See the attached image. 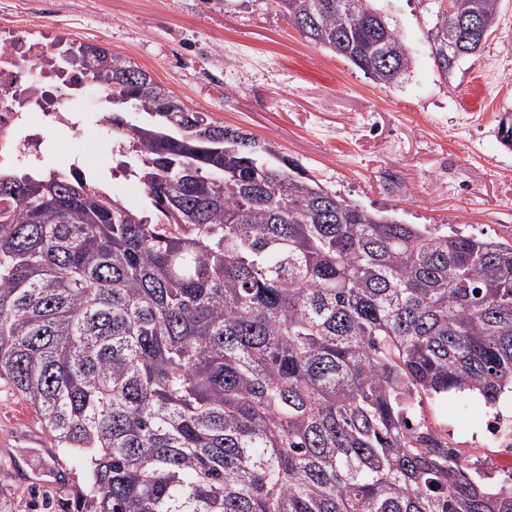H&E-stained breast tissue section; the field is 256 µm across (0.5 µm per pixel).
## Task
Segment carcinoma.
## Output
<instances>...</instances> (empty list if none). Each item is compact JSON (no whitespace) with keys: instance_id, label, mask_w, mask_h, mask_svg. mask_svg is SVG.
Masks as SVG:
<instances>
[{"instance_id":"1","label":"carcinoma","mask_w":512,"mask_h":512,"mask_svg":"<svg viewBox=\"0 0 512 512\" xmlns=\"http://www.w3.org/2000/svg\"><path fill=\"white\" fill-rule=\"evenodd\" d=\"M451 2L431 29L445 74L482 49L500 0ZM273 3L380 84L409 69L374 0ZM53 48L70 88L107 89L116 170L147 201L0 172V384L87 464L77 512H512V485L477 481L416 415L512 393V243L398 224L130 60ZM497 134L512 147L511 112Z\"/></svg>"}]
</instances>
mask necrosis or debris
<instances>
[{"mask_svg":"<svg viewBox=\"0 0 512 512\" xmlns=\"http://www.w3.org/2000/svg\"><path fill=\"white\" fill-rule=\"evenodd\" d=\"M51 44L48 34L33 37L0 26V164L35 163L44 125L75 137L84 129L78 101L62 87L50 90L40 82Z\"/></svg>","mask_w":512,"mask_h":512,"instance_id":"necrosis-or-debris-1","label":"necrosis or debris"}]
</instances>
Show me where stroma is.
Wrapping results in <instances>:
<instances>
[{
  "mask_svg": "<svg viewBox=\"0 0 512 512\" xmlns=\"http://www.w3.org/2000/svg\"><path fill=\"white\" fill-rule=\"evenodd\" d=\"M411 53L383 85L308 43L273 0H0V23L123 55L188 106L270 143L325 187L402 224H444L512 243V149L496 133L512 111V0L479 54L443 74L433 62V0H377ZM82 163L109 179V138L86 125ZM490 486L512 475L492 418L512 398L473 394L417 410ZM87 482L39 417L0 386V512H76Z\"/></svg>",
  "mask_w": 512,
  "mask_h": 512,
  "instance_id": "1",
  "label": "stroma"
}]
</instances>
